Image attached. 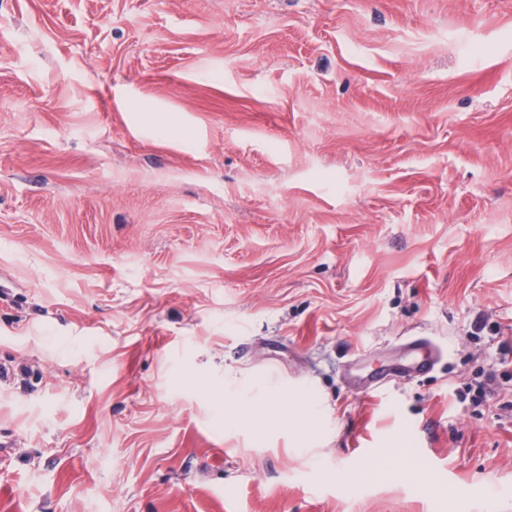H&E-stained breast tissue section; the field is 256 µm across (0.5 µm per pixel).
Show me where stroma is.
<instances>
[{
    "label": "stroma",
    "instance_id": "35a3bbf8",
    "mask_svg": "<svg viewBox=\"0 0 512 512\" xmlns=\"http://www.w3.org/2000/svg\"><path fill=\"white\" fill-rule=\"evenodd\" d=\"M0 512H512V0H0ZM252 384L241 382L233 391L225 389L224 424L231 428L253 431L259 417L280 422L291 429L299 443L305 442L320 429L322 412L319 404L302 388L269 387L264 393L252 395ZM256 438L263 433L253 431Z\"/></svg>",
    "mask_w": 512,
    "mask_h": 512
}]
</instances>
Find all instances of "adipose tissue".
Masks as SVG:
<instances>
[{"instance_id": "1", "label": "adipose tissue", "mask_w": 512, "mask_h": 512, "mask_svg": "<svg viewBox=\"0 0 512 512\" xmlns=\"http://www.w3.org/2000/svg\"><path fill=\"white\" fill-rule=\"evenodd\" d=\"M280 422L298 441L318 433L322 421L319 404L301 388L269 387L254 394L251 383H239L224 394V423L232 428H253L258 418Z\"/></svg>"}]
</instances>
